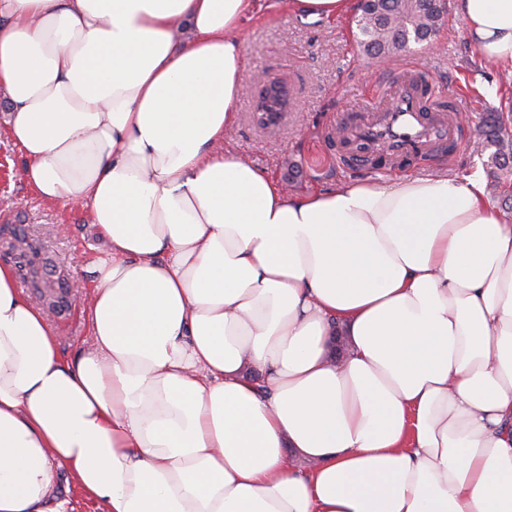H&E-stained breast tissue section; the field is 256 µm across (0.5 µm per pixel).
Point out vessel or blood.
Masks as SVG:
<instances>
[{"instance_id": "b4317fda", "label": "vessel or blood", "mask_w": 512, "mask_h": 512, "mask_svg": "<svg viewBox=\"0 0 512 512\" xmlns=\"http://www.w3.org/2000/svg\"><path fill=\"white\" fill-rule=\"evenodd\" d=\"M395 79L393 90L373 98L370 110L349 126L344 154L353 155L363 148L380 157L383 167L403 168L431 151H457L463 139L453 113L423 109L432 86L422 82L411 67Z\"/></svg>"}]
</instances>
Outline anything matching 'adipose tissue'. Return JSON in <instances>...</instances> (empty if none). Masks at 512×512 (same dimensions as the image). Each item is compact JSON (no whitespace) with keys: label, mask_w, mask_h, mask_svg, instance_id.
Wrapping results in <instances>:
<instances>
[{"label":"adipose tissue","mask_w":512,"mask_h":512,"mask_svg":"<svg viewBox=\"0 0 512 512\" xmlns=\"http://www.w3.org/2000/svg\"><path fill=\"white\" fill-rule=\"evenodd\" d=\"M256 0H0L23 179L87 208L93 346L0 265V512H512V224L479 175L292 195L229 145ZM512 67V0H454ZM88 300L72 302L68 311L58 316L53 322L61 342V353L64 359L77 358L91 344L88 332L87 306ZM55 479L47 505L60 512H104L103 505L83 497L66 465H55Z\"/></svg>","instance_id":"obj_1"}]
</instances>
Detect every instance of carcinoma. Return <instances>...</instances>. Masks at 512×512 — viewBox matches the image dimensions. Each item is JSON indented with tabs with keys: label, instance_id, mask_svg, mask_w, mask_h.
<instances>
[{
	"label": "carcinoma",
	"instance_id": "cac0c4a2",
	"mask_svg": "<svg viewBox=\"0 0 512 512\" xmlns=\"http://www.w3.org/2000/svg\"><path fill=\"white\" fill-rule=\"evenodd\" d=\"M444 19L445 14L432 8L428 0H368L358 5L350 26L358 53L378 59L408 51L413 44H429L439 35ZM483 126L485 137L478 147H497L492 157L494 166L511 172L512 150L504 151V125L499 114L486 113ZM0 257L11 264L17 279L33 290L43 306L58 314L68 309V281L24 226L16 227L8 238L0 236Z\"/></svg>",
	"mask_w": 512,
	"mask_h": 512
}]
</instances>
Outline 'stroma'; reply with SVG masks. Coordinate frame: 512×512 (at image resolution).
I'll return each instance as SVG.
<instances>
[{
    "instance_id": "35a3bbf8",
    "label": "stroma",
    "mask_w": 512,
    "mask_h": 512,
    "mask_svg": "<svg viewBox=\"0 0 512 512\" xmlns=\"http://www.w3.org/2000/svg\"><path fill=\"white\" fill-rule=\"evenodd\" d=\"M244 64L240 73L243 94L237 104L233 142L248 161L284 180L298 167L291 192L303 195L361 181L387 182L426 177L438 171L461 178L474 173L492 181L495 167L489 152H477L483 137L482 117L493 109L512 127V91H505L512 71L489 64L469 40L462 20L447 13L446 23L432 46L418 47L399 59L430 79L441 95L462 101L466 122L460 130L465 142L454 155L439 152L402 170L370 172L348 167L340 147L330 146L327 134L347 113L364 111L383 71L378 62L357 55L346 20L311 18L297 12L291 0H272L246 21L241 31ZM268 72L287 79L294 105L277 132L260 128L253 117L258 93L255 78ZM25 159L0 129V196L12 197L17 207L0 212V226L25 224L47 242L49 257L69 277L93 288V265L110 252L108 240L92 224L87 210L41 200L22 178ZM87 304L72 303L54 327L64 359L77 358L91 343ZM47 504L56 512H104L101 504L83 497L67 466L55 468Z\"/></svg>"
}]
</instances>
